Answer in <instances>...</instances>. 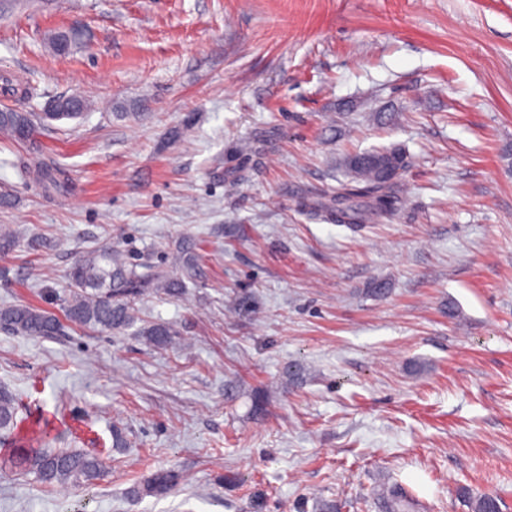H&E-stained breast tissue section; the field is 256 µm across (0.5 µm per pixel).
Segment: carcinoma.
I'll return each mask as SVG.
<instances>
[{
  "label": "carcinoma",
  "instance_id": "1",
  "mask_svg": "<svg viewBox=\"0 0 512 512\" xmlns=\"http://www.w3.org/2000/svg\"><path fill=\"white\" fill-rule=\"evenodd\" d=\"M82 36L79 29L55 33L50 38L52 48L67 52ZM91 103L83 98L76 100L59 97L51 102L50 111L59 118H75L87 111ZM34 129L33 115L19 112L7 106L0 109V136L14 142L31 140ZM348 180L336 188L311 198L307 205L310 213L332 223L344 224L357 229L390 215L391 198L395 181L407 167L406 156L399 149L384 148L349 154L343 160ZM38 177L46 188L60 191L65 182L60 174L48 168H38ZM182 277H171L155 271L148 265L137 270L122 255L110 248L95 249L70 271V290L64 298L67 318L80 326L121 332L136 321L134 300L149 288L177 291L184 287L183 278L195 276L191 252L182 250ZM0 327L14 334L32 337L54 336L60 330L58 319L51 313L26 305L0 307ZM146 341L156 347L172 342L178 331L169 324H157L140 331ZM17 407L15 397L0 391V430L16 427ZM8 462L14 467L32 473L46 486L88 483L103 472L101 460L93 455L69 450L44 448L41 441L36 445L13 448ZM182 482L175 469H159L143 484L135 486L130 494L134 497L168 495ZM460 495L468 502L471 512H500L497 496L481 494L472 496L461 488ZM378 499L386 504L388 512H414L413 495L402 485L384 486Z\"/></svg>",
  "mask_w": 512,
  "mask_h": 512
}]
</instances>
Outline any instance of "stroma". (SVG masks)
Listing matches in <instances>:
<instances>
[{"label": "stroma", "instance_id": "obj_1", "mask_svg": "<svg viewBox=\"0 0 512 512\" xmlns=\"http://www.w3.org/2000/svg\"><path fill=\"white\" fill-rule=\"evenodd\" d=\"M3 76L33 94L0 105L94 107L0 140V305L61 324L0 329V456L45 436L107 468L67 488L0 467V512H382L394 482L419 512H471L462 485L512 512V0H0ZM383 147L410 161L392 218L303 211ZM187 240L195 276L135 326L66 319L87 251L171 270ZM160 468L182 483L130 496ZM91 106L88 100L78 97L76 100L59 97L50 105V111L55 112L58 118H75L87 111ZM0 327L13 334L32 337L54 336L60 330L58 319L51 313L26 305L0 307ZM177 335V330L169 324H157L140 331V336H144L150 345L156 347L170 344Z\"/></svg>", "mask_w": 512, "mask_h": 512}]
</instances>
